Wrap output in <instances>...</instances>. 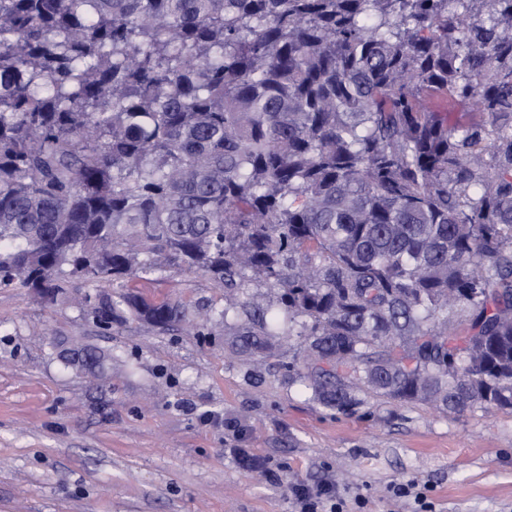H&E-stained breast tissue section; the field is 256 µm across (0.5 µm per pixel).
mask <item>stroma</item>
<instances>
[{
  "label": "stroma",
  "instance_id": "1",
  "mask_svg": "<svg viewBox=\"0 0 512 512\" xmlns=\"http://www.w3.org/2000/svg\"><path fill=\"white\" fill-rule=\"evenodd\" d=\"M135 287L224 307L195 273ZM66 336L111 353L102 379L64 367L53 343ZM409 478L431 486L436 512H512V412L375 399L330 410L285 370L230 355L221 323L200 336L104 331L76 307L0 288V512H294L295 486L326 482L346 498L368 488V512H415L389 492Z\"/></svg>",
  "mask_w": 512,
  "mask_h": 512
}]
</instances>
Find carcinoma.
Segmentation results:
<instances>
[{
	"instance_id": "cac0c4a2",
	"label": "carcinoma",
	"mask_w": 512,
	"mask_h": 512,
	"mask_svg": "<svg viewBox=\"0 0 512 512\" xmlns=\"http://www.w3.org/2000/svg\"><path fill=\"white\" fill-rule=\"evenodd\" d=\"M171 269L326 408L512 409V0H0V287Z\"/></svg>"
}]
</instances>
